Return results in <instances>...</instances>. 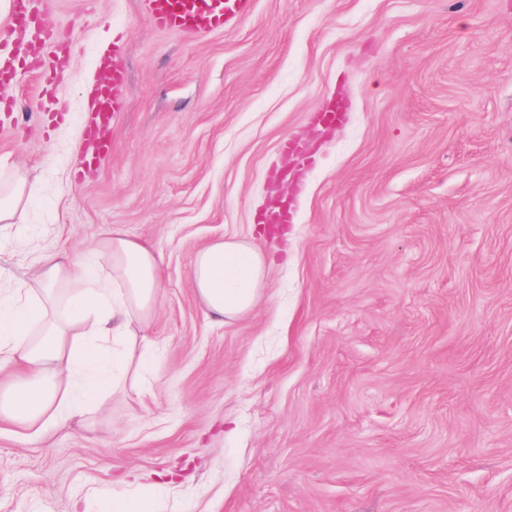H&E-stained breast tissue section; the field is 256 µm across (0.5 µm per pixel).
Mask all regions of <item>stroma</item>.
Here are the masks:
<instances>
[{
  "instance_id": "35a3bbf8",
  "label": "stroma",
  "mask_w": 512,
  "mask_h": 512,
  "mask_svg": "<svg viewBox=\"0 0 512 512\" xmlns=\"http://www.w3.org/2000/svg\"><path fill=\"white\" fill-rule=\"evenodd\" d=\"M68 106L0 84V289L116 227L163 255L150 357L82 424L0 427V512H512V0H254L190 38L140 0H54ZM119 43L111 153L81 161L87 88ZM268 260L255 310L206 317L196 252ZM35 181L17 171L12 181L0 187V223L24 224L27 217V201L37 192ZM156 484L143 486L142 495L135 500L126 501L121 498L112 497L107 494L97 498L92 506V512H145L151 511L149 505L158 489Z\"/></svg>"
}]
</instances>
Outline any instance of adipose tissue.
Wrapping results in <instances>:
<instances>
[{
	"label": "adipose tissue",
	"instance_id": "obj_1",
	"mask_svg": "<svg viewBox=\"0 0 512 512\" xmlns=\"http://www.w3.org/2000/svg\"><path fill=\"white\" fill-rule=\"evenodd\" d=\"M36 182L18 172L0 187V223L22 224ZM109 273H100L96 257ZM38 286L17 281L0 295V421L29 440L90 414L128 372L143 327L162 304L161 254L118 229L92 257L40 256ZM267 260L224 239L200 249L190 276L206 315L231 323L251 312L265 288Z\"/></svg>",
	"mask_w": 512,
	"mask_h": 512
}]
</instances>
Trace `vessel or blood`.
<instances>
[{
	"label": "vessel or blood",
	"instance_id": "b4317fda",
	"mask_svg": "<svg viewBox=\"0 0 512 512\" xmlns=\"http://www.w3.org/2000/svg\"><path fill=\"white\" fill-rule=\"evenodd\" d=\"M50 0H13L14 15L36 21L44 44L52 49L66 47L68 39L48 17ZM155 25L163 30L200 35L241 22L249 17L252 0H143ZM100 81L90 94L85 125V153L104 158L110 145L103 130L125 107L126 73L118 58L101 56L97 61Z\"/></svg>",
	"mask_w": 512,
	"mask_h": 512
}]
</instances>
